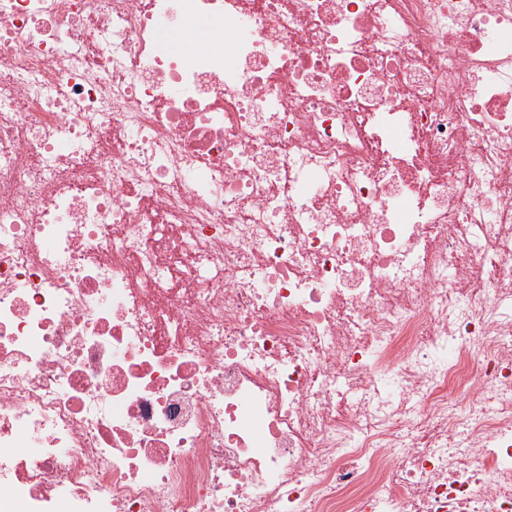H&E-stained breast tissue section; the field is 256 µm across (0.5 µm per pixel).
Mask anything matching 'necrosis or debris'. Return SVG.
<instances>
[{"label":"necrosis or debris","instance_id":"4bbe7bcc","mask_svg":"<svg viewBox=\"0 0 512 512\" xmlns=\"http://www.w3.org/2000/svg\"><path fill=\"white\" fill-rule=\"evenodd\" d=\"M0 512H512V0H0Z\"/></svg>","mask_w":512,"mask_h":512}]
</instances>
